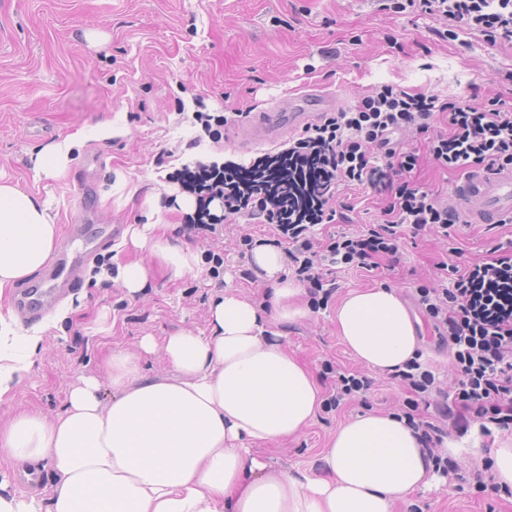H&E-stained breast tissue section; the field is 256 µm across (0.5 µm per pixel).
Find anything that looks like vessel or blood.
<instances>
[{"label":"vessel or blood","instance_id":"obj_1","mask_svg":"<svg viewBox=\"0 0 512 512\" xmlns=\"http://www.w3.org/2000/svg\"><path fill=\"white\" fill-rule=\"evenodd\" d=\"M336 95L303 92L274 102L259 117H246L231 126L234 142L248 147L285 143L305 126L319 121L325 113L336 111ZM468 222L497 224L512 218V170L480 167L471 170L454 190ZM79 226H72L61 238L57 256L46 274L55 282L56 295H63L79 276L78 264L86 252L79 247ZM33 291L19 289L13 307L22 320L33 322L45 311V304L33 301Z\"/></svg>","mask_w":512,"mask_h":512}]
</instances>
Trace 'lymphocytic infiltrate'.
<instances>
[{"mask_svg": "<svg viewBox=\"0 0 512 512\" xmlns=\"http://www.w3.org/2000/svg\"><path fill=\"white\" fill-rule=\"evenodd\" d=\"M383 7L436 17L452 39L469 32L492 44H512V0H384ZM411 129L426 135L424 149L402 146L400 135ZM424 154L446 171L512 168V107L492 100L479 108L384 84L357 105L307 127L287 148L250 165H186L176 179L198 196L191 227L215 231L210 205L216 200L225 217L262 220L269 243L282 248L315 308L327 304L332 294L327 266L370 272L384 259L397 264L406 234L449 241L452 259L438 265L445 286H421L417 292L451 352L453 381L441 386L415 361L394 370L391 378L409 394L403 416L433 470L458 490H482L483 473L461 469L441 455L440 447L452 423L512 430V241L485 258L455 262L454 228L465 217L441 192L414 184L412 175ZM343 184L381 195V218L365 230L316 238L315 225L334 222L337 211L331 202ZM373 385L360 372L337 373L324 408L366 400Z\"/></svg>", "mask_w": 512, "mask_h": 512, "instance_id": "obj_1", "label": "lymphocytic infiltrate"}]
</instances>
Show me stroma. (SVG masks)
<instances>
[{"mask_svg":"<svg viewBox=\"0 0 512 512\" xmlns=\"http://www.w3.org/2000/svg\"><path fill=\"white\" fill-rule=\"evenodd\" d=\"M440 28L433 18L382 10L377 0H0V181L46 199L61 228L84 225L86 240L122 227L46 318L16 321L17 331L41 336L44 357L0 402V424L22 412H60L79 377L106 379L112 349L135 352L142 337L160 339L182 327L206 330L211 302L225 288L268 307L272 289L244 279L250 254L239 243L241 234L261 232L258 221L237 217L212 233L187 227L181 204L192 195L174 183L176 170L198 161L247 164L257 156L228 138H211L195 122L196 111L254 112L308 86L339 94L350 106L382 84L473 106L495 97L512 103V45L473 35L453 41ZM76 134L83 141L71 148L61 177L35 170L36 152ZM338 200L352 207L347 221L314 226L316 237L362 230L378 213L380 198L369 188L341 189ZM149 208L169 237L198 256L193 271L173 276L132 247L130 234ZM511 240L512 224H468L459 228L457 245L471 261ZM445 253L437 238L409 239L399 264L382 275L336 266L330 277L337 291L327 307L294 321L270 320L268 330L315 379L328 361L359 370L336 337V305L349 290L383 285L422 320V369L448 380V353L438 349L413 298L419 283L436 282ZM216 254L224 264L215 276ZM136 260L150 278L132 297L115 275ZM374 380L367 404L320 411L299 437L253 445V453L283 469L315 466L342 421L365 410H403L407 392L387 374ZM501 446H512V436L474 424L449 428L441 450L464 468L486 472L492 449ZM415 506L512 512V498L462 492L434 473L429 488L397 512Z\"/></svg>","mask_w":512,"mask_h":512,"instance_id":"1","label":"stroma"}]
</instances>
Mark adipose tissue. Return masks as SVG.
Returning a JSON list of instances; mask_svg holds the SVG:
<instances>
[{"instance_id": "adipose-tissue-1", "label": "adipose tissue", "mask_w": 512, "mask_h": 512, "mask_svg": "<svg viewBox=\"0 0 512 512\" xmlns=\"http://www.w3.org/2000/svg\"><path fill=\"white\" fill-rule=\"evenodd\" d=\"M59 226L49 204L0 183V292L50 259ZM174 274L197 256L148 221L132 234ZM252 262L274 288L269 308L227 288L210 307L207 331L180 328L140 350H113L111 397L81 378L53 417L22 413L0 426V457L47 472L49 497L18 496L0 479V512H392L429 486L431 466L405 421L363 413L338 424L318 467L267 464L252 445L309 427L324 400L309 369L267 336L269 318L307 315L284 255L255 247ZM336 336L365 368L390 373L422 345L404 301L390 288L350 291L336 308ZM40 339L0 317V399L41 361ZM162 352L166 376L143 372V355Z\"/></svg>"}]
</instances>
